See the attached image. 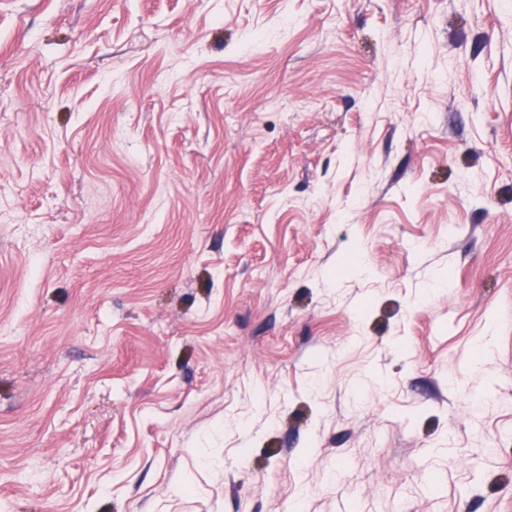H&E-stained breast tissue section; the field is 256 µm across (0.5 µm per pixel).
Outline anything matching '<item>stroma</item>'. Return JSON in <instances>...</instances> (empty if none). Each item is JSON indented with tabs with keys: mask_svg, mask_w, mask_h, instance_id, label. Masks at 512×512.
Returning a JSON list of instances; mask_svg holds the SVG:
<instances>
[{
	"mask_svg": "<svg viewBox=\"0 0 512 512\" xmlns=\"http://www.w3.org/2000/svg\"><path fill=\"white\" fill-rule=\"evenodd\" d=\"M0 512H512V0H0Z\"/></svg>",
	"mask_w": 512,
	"mask_h": 512,
	"instance_id": "1",
	"label": "stroma"
}]
</instances>
